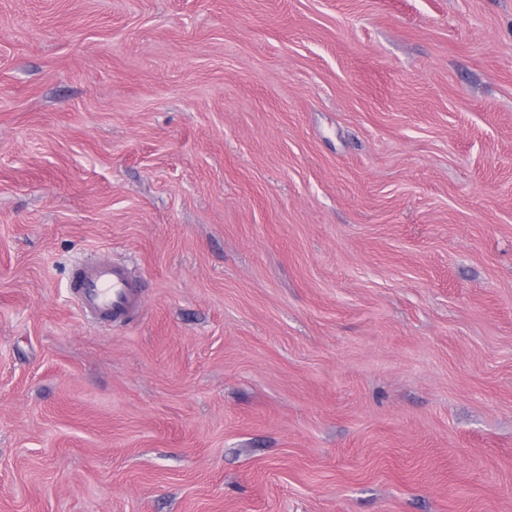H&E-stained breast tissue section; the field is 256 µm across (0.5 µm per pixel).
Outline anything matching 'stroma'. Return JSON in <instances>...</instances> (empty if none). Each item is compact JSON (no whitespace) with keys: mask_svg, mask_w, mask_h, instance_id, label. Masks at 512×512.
<instances>
[{"mask_svg":"<svg viewBox=\"0 0 512 512\" xmlns=\"http://www.w3.org/2000/svg\"><path fill=\"white\" fill-rule=\"evenodd\" d=\"M0 512H512V0H0ZM73 292L81 312L99 321L124 322L140 310V286L123 265L91 260L73 273Z\"/></svg>","mask_w":512,"mask_h":512,"instance_id":"obj_1","label":"stroma"}]
</instances>
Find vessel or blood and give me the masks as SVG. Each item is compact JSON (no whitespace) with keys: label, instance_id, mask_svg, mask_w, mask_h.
I'll use <instances>...</instances> for the list:
<instances>
[{"label":"vessel or blood","instance_id":"1","mask_svg":"<svg viewBox=\"0 0 512 512\" xmlns=\"http://www.w3.org/2000/svg\"><path fill=\"white\" fill-rule=\"evenodd\" d=\"M72 286L82 313L95 320L128 321L141 307L139 283L120 264L88 261L75 270Z\"/></svg>","mask_w":512,"mask_h":512}]
</instances>
